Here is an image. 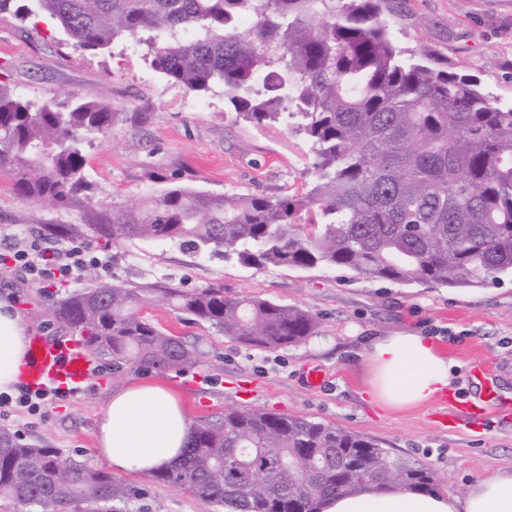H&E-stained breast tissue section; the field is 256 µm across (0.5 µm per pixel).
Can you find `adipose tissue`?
<instances>
[{"mask_svg": "<svg viewBox=\"0 0 512 512\" xmlns=\"http://www.w3.org/2000/svg\"><path fill=\"white\" fill-rule=\"evenodd\" d=\"M27 347V326L12 303L0 299V393H13ZM363 355L370 396L389 410L417 407L445 391L453 360L430 337L379 336ZM191 440V422L175 393L159 382H132L115 390L98 424V452L117 472L152 474L169 466ZM322 512H512V468L475 480L464 497L401 489H369L328 499Z\"/></svg>", "mask_w": 512, "mask_h": 512, "instance_id": "1", "label": "adipose tissue"}]
</instances>
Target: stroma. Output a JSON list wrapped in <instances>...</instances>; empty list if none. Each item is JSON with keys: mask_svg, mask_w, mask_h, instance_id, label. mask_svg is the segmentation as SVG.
<instances>
[{"mask_svg": "<svg viewBox=\"0 0 512 512\" xmlns=\"http://www.w3.org/2000/svg\"><path fill=\"white\" fill-rule=\"evenodd\" d=\"M385 17L397 45L474 76L499 105L512 106V0H389ZM0 82L27 97L53 96L62 102L95 94L115 114L109 134L88 152V191L67 206L22 200L13 189L11 171L0 169V254L9 245L6 233L81 224L88 210L108 212L169 188L291 196L309 188L314 156L303 136L280 124L237 118L224 103L222 86L197 95L169 84L150 67L143 49L77 52L66 46L52 20L36 23L0 15ZM88 241L108 250L111 274L89 269L70 282L42 288L0 267V297L11 298L29 331L75 338L55 312L57 300L112 284L158 283L191 291L220 283L228 296L297 305L316 317L314 336L267 350L224 337L163 303L145 305L143 317L203 353L200 367L147 375L174 390L190 420L233 409L337 425L431 468L438 492L452 496L464 495L478 478L512 467V407L488 411L481 423L454 426L439 421L445 408L441 396L415 409L386 411L364 392L362 356L375 336L402 331L428 336L459 367L451 392L477 400L472 370L482 364L498 391L512 397L511 279L486 288L403 285L365 280L342 268H249L169 241L112 243L93 235ZM94 364L85 394L46 406L35 416L2 419L0 427L24 443L58 449L63 459L107 469L97 453V422L112 391L136 375L113 377L111 362L100 357ZM313 367L325 376L318 388L306 378ZM122 478L135 494L113 502L112 512H214L190 490L132 472Z\"/></svg>", "mask_w": 512, "mask_h": 512, "instance_id": "1", "label": "stroma"}]
</instances>
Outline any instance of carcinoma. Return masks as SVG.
Masks as SVG:
<instances>
[{"mask_svg":"<svg viewBox=\"0 0 512 512\" xmlns=\"http://www.w3.org/2000/svg\"><path fill=\"white\" fill-rule=\"evenodd\" d=\"M387 0H0V13L56 21L67 43L146 47L151 67L188 92L224 86L237 117L283 122L315 157L302 195L211 194L183 187L88 215L57 233L173 241L256 269L345 268L371 280L481 288L512 278V107L477 81L391 39ZM248 16L251 30L240 29ZM115 113L90 94L70 105L0 85V168L24 200L71 203L87 150ZM158 300L243 345L277 349L313 335L307 310L224 287L84 288L59 318L112 373L194 368L202 352L140 315ZM193 440L157 482L187 488L219 512H321L325 499L399 485L433 489L427 467L371 439L305 417L227 411L192 424ZM391 473L356 470L376 460ZM133 487L55 448L0 428V497L51 512H112Z\"/></svg>","mask_w":512,"mask_h":512,"instance_id":"1","label":"carcinoma"}]
</instances>
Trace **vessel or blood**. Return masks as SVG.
I'll use <instances>...</instances> for the list:
<instances>
[{
  "label": "vessel or blood",
  "instance_id": "1",
  "mask_svg": "<svg viewBox=\"0 0 512 512\" xmlns=\"http://www.w3.org/2000/svg\"><path fill=\"white\" fill-rule=\"evenodd\" d=\"M94 371V364L82 343L69 340L51 343L42 336H32L29 343L28 359L22 368L19 381L33 389L50 386L66 391H82ZM501 400L495 391H487L484 405L473 406L452 401L451 406L457 416L484 418L488 407L500 405Z\"/></svg>",
  "mask_w": 512,
  "mask_h": 512
}]
</instances>
